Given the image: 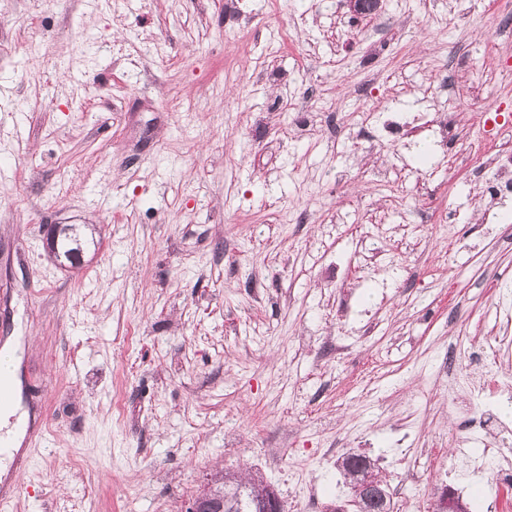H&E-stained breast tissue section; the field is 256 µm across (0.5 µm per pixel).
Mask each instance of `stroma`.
<instances>
[{
    "label": "stroma",
    "mask_w": 512,
    "mask_h": 512,
    "mask_svg": "<svg viewBox=\"0 0 512 512\" xmlns=\"http://www.w3.org/2000/svg\"><path fill=\"white\" fill-rule=\"evenodd\" d=\"M512 0H0V345L36 445L10 512H182L208 474L286 512L442 488L504 512L448 414V343L512 418V232L466 138L512 122ZM458 113L448 147L435 117ZM76 225L79 266L47 250ZM420 461L399 463L401 449ZM376 476L379 478V485L375 486L374 474L371 470H367L360 474L355 491L358 495H365L370 489L372 491L367 494V499H360L358 503L360 512H390V498L386 490L384 481L379 476V471L375 470Z\"/></svg>",
    "instance_id": "1"
}]
</instances>
